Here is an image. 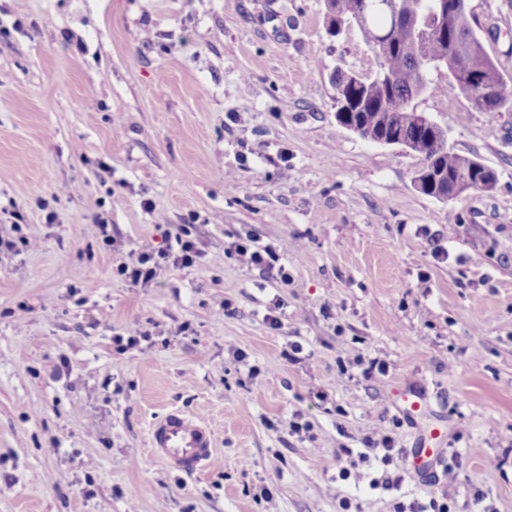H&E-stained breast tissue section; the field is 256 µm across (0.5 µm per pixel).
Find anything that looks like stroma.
<instances>
[{
	"label": "stroma",
	"mask_w": 512,
	"mask_h": 512,
	"mask_svg": "<svg viewBox=\"0 0 512 512\" xmlns=\"http://www.w3.org/2000/svg\"><path fill=\"white\" fill-rule=\"evenodd\" d=\"M468 6L512 91V0ZM376 68L358 27L329 34L324 0H0V238L36 243L0 251V512H343L347 498L395 512L439 497L433 478L388 491L380 461L351 466L374 425L399 467L441 430L450 512H512V110L417 99L497 176L440 201L414 186L416 153L336 119L332 74ZM180 227L193 266L148 288L114 274ZM246 233L286 245L289 284L238 262ZM132 328L147 340L118 350ZM359 356L387 375L363 376ZM408 387L427 395L414 419L394 399ZM172 410L214 430L202 472L151 452Z\"/></svg>",
	"instance_id": "1"
}]
</instances>
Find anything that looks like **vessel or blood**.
<instances>
[{"label":"vessel or blood","mask_w":512,"mask_h":512,"mask_svg":"<svg viewBox=\"0 0 512 512\" xmlns=\"http://www.w3.org/2000/svg\"><path fill=\"white\" fill-rule=\"evenodd\" d=\"M436 432H429L412 452L411 470L414 475L433 471L443 461L442 455L431 447ZM149 441L153 454L170 468L185 474H194L210 462L215 437L204 421L173 410L158 419L151 427Z\"/></svg>","instance_id":"obj_1"}]
</instances>
